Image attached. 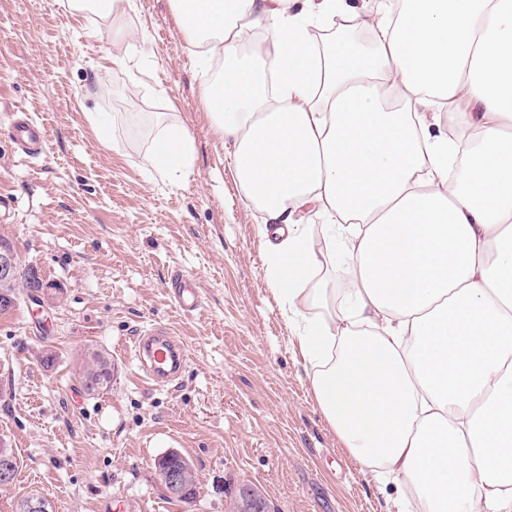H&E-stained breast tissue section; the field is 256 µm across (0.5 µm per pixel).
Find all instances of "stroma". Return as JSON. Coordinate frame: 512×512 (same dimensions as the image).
<instances>
[{
  "mask_svg": "<svg viewBox=\"0 0 512 512\" xmlns=\"http://www.w3.org/2000/svg\"><path fill=\"white\" fill-rule=\"evenodd\" d=\"M120 23L154 56L110 63L111 21L88 37L68 0H0V237L45 285L41 301L22 288L0 314V439L19 461L0 512L30 497L50 512H229L244 484L271 512H397L393 486L360 469L313 394L266 278L262 215L235 180L171 0H131ZM20 111L48 132L39 159L15 152ZM116 112L146 122L102 141L90 117ZM159 117L191 135L189 177L154 168ZM177 271L203 290L196 313L167 297ZM153 327L186 345L176 385L151 387L128 356ZM90 349L114 364L107 392L79 379ZM171 450L193 463V500L161 483L155 462Z\"/></svg>",
  "mask_w": 512,
  "mask_h": 512,
  "instance_id": "35a3bbf8",
  "label": "stroma"
}]
</instances>
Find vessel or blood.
<instances>
[{"label":"vessel or blood","instance_id":"obj_1","mask_svg":"<svg viewBox=\"0 0 512 512\" xmlns=\"http://www.w3.org/2000/svg\"><path fill=\"white\" fill-rule=\"evenodd\" d=\"M14 141L26 157L36 158L47 143V132L43 125L19 120L14 124ZM168 293L185 312L195 311L202 303L201 289L195 278L187 274H173L168 282ZM132 354L144 379L160 388L177 380L187 363V352L180 338L162 327L139 336Z\"/></svg>","mask_w":512,"mask_h":512}]
</instances>
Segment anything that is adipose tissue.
<instances>
[{"instance_id": "obj_1", "label": "adipose tissue", "mask_w": 512, "mask_h": 512, "mask_svg": "<svg viewBox=\"0 0 512 512\" xmlns=\"http://www.w3.org/2000/svg\"><path fill=\"white\" fill-rule=\"evenodd\" d=\"M372 2L172 0L198 61L224 59L206 107L328 422L398 512H512V0ZM247 21L267 45L243 58ZM152 150L192 166L181 125Z\"/></svg>"}]
</instances>
